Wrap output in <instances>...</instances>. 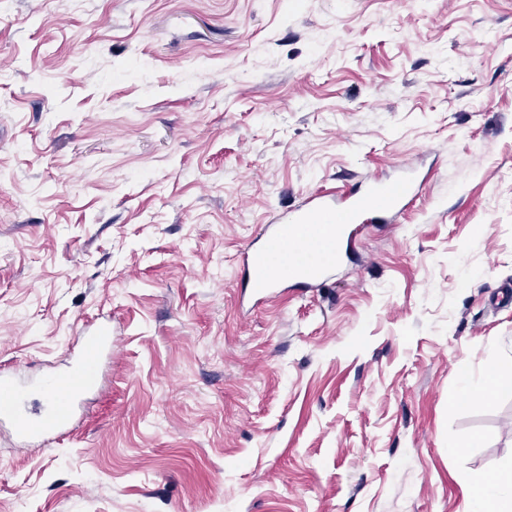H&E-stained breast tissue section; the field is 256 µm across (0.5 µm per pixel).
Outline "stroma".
<instances>
[{
  "instance_id": "stroma-1",
  "label": "stroma",
  "mask_w": 512,
  "mask_h": 512,
  "mask_svg": "<svg viewBox=\"0 0 512 512\" xmlns=\"http://www.w3.org/2000/svg\"><path fill=\"white\" fill-rule=\"evenodd\" d=\"M427 175L335 279L243 302L319 190ZM512 0H0V368L112 358L0 425V512H471L512 467ZM112 351L108 327L83 331L81 350L67 371L39 381L36 387L15 372L0 370V423L7 424L21 441L41 447L64 437L73 425L83 397L93 388L104 355ZM39 391L45 405L39 412L29 408ZM506 368L509 369L510 374L503 376L500 375V369L503 367L495 366L491 369L489 378L490 383L484 386H477L473 383L470 377H461V388L459 396L467 401L475 402L480 400L485 394L492 395H509L512 396V360L506 363Z\"/></svg>"
}]
</instances>
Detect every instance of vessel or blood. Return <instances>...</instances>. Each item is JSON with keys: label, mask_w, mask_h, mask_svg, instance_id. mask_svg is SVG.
I'll list each match as a JSON object with an SVG mask.
<instances>
[{"label": "vessel or blood", "mask_w": 512, "mask_h": 512, "mask_svg": "<svg viewBox=\"0 0 512 512\" xmlns=\"http://www.w3.org/2000/svg\"><path fill=\"white\" fill-rule=\"evenodd\" d=\"M422 190L414 172L396 176L371 174L342 194L311 193L304 203L265 225L261 243L242 256V277L251 297L271 298L284 284L311 286L329 280L343 259V249L365 225L388 224L412 204ZM112 350V331L85 329L81 350L67 371L30 385L16 373L0 370V423L21 441L39 447L64 437L84 396L93 388L104 355ZM45 405L29 407L33 392Z\"/></svg>", "instance_id": "obj_1"}]
</instances>
